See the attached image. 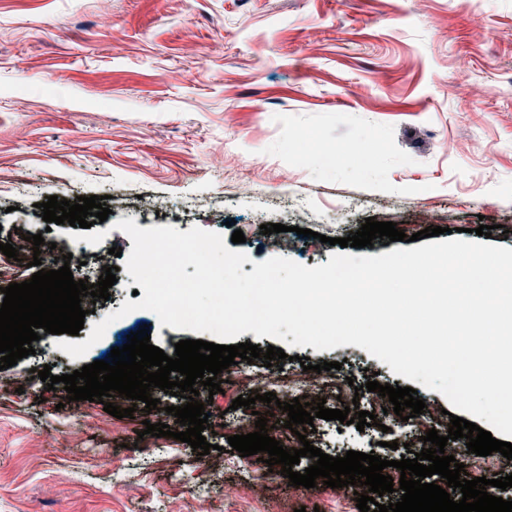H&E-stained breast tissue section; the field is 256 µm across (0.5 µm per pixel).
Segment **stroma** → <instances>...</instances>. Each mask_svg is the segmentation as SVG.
<instances>
[{
	"label": "stroma",
	"instance_id": "35a3bbf8",
	"mask_svg": "<svg viewBox=\"0 0 512 512\" xmlns=\"http://www.w3.org/2000/svg\"><path fill=\"white\" fill-rule=\"evenodd\" d=\"M147 194L168 201L166 216L140 210ZM52 195L105 197L109 222L143 229L242 230L246 273L274 255L328 263L369 217L408 235L441 226L447 241L486 224L491 244L512 248V0H0V242L38 230L56 253L77 248L69 224L42 219ZM260 213L284 232L261 234ZM115 246L117 281L80 340L137 288L125 233L78 248L93 258ZM143 328L169 355L179 341L212 339L136 310L86 357L45 333L34 355L0 371V512H359L353 487L297 488L228 450L230 436L254 432L257 413L273 412L275 439L288 418L258 401L224 424L223 411L251 394L234 369L206 408L204 456L143 434L142 413L118 419L31 376L81 369ZM286 353L287 370L296 355L341 362L331 372L340 382L363 385L370 370L379 383L410 384L355 345ZM313 424L307 440L333 457L395 460L389 441H407ZM204 480L209 496L185 495Z\"/></svg>",
	"mask_w": 512,
	"mask_h": 512
}]
</instances>
